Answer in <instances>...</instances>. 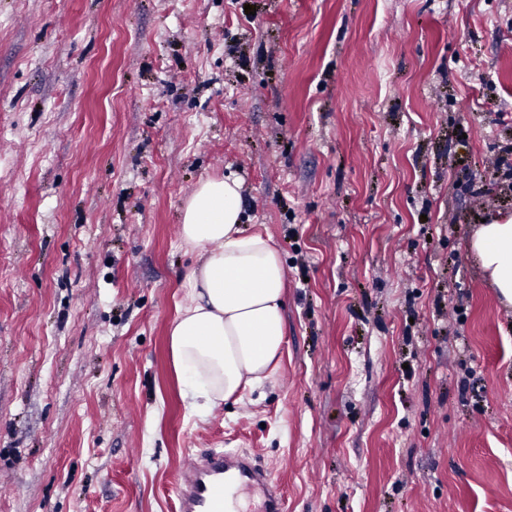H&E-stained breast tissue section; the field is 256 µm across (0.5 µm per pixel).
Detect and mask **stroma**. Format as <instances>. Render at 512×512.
Segmentation results:
<instances>
[{"instance_id": "35a3bbf8", "label": "stroma", "mask_w": 512, "mask_h": 512, "mask_svg": "<svg viewBox=\"0 0 512 512\" xmlns=\"http://www.w3.org/2000/svg\"><path fill=\"white\" fill-rule=\"evenodd\" d=\"M507 144L512 0H0V512H175L208 450L286 512H512V307L467 248ZM227 177L285 344L196 411L178 228Z\"/></svg>"}]
</instances>
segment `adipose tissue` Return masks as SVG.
Segmentation results:
<instances>
[{"mask_svg": "<svg viewBox=\"0 0 512 512\" xmlns=\"http://www.w3.org/2000/svg\"><path fill=\"white\" fill-rule=\"evenodd\" d=\"M237 180L203 181L184 208L181 237L200 252L189 301L169 328L171 365L186 396L210 408L260 387L285 341V269L271 238L245 233ZM469 249L512 306V215L475 225Z\"/></svg>", "mask_w": 512, "mask_h": 512, "instance_id": "adipose-tissue-1", "label": "adipose tissue"}]
</instances>
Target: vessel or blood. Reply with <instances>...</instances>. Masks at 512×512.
Segmentation results:
<instances>
[{
	"label": "vessel or blood",
	"instance_id": "1",
	"mask_svg": "<svg viewBox=\"0 0 512 512\" xmlns=\"http://www.w3.org/2000/svg\"><path fill=\"white\" fill-rule=\"evenodd\" d=\"M256 487L263 512H285L283 494L269 475L242 456L210 451L190 459L176 487L178 512H231L241 488Z\"/></svg>",
	"mask_w": 512,
	"mask_h": 512
}]
</instances>
